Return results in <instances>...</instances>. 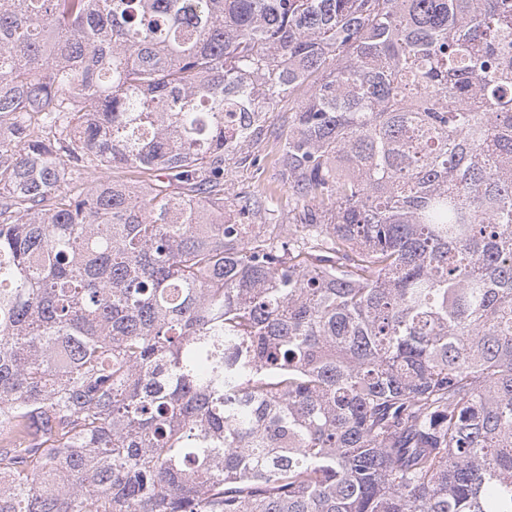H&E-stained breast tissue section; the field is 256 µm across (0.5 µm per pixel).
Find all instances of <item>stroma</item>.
<instances>
[{"label": "stroma", "mask_w": 512, "mask_h": 512, "mask_svg": "<svg viewBox=\"0 0 512 512\" xmlns=\"http://www.w3.org/2000/svg\"><path fill=\"white\" fill-rule=\"evenodd\" d=\"M308 96L300 90L274 100L269 119L250 142L229 153L224 162V197L234 207L254 205L253 224H299L308 208L288 187L280 156L294 112Z\"/></svg>", "instance_id": "obj_1"}]
</instances>
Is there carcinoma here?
<instances>
[{
  "label": "carcinoma",
  "mask_w": 512,
  "mask_h": 512,
  "mask_svg": "<svg viewBox=\"0 0 512 512\" xmlns=\"http://www.w3.org/2000/svg\"><path fill=\"white\" fill-rule=\"evenodd\" d=\"M0 512H512V0H0ZM307 96L304 88L274 100L263 130L225 157L224 199L236 210L256 201L260 206L250 212L248 224H302L311 208L288 189V174L280 161L291 116Z\"/></svg>",
  "instance_id": "obj_1"
}]
</instances>
